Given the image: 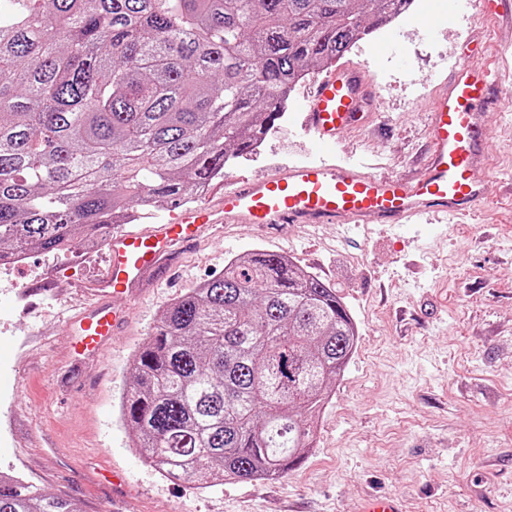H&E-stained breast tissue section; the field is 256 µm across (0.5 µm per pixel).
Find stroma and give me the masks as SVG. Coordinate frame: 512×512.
I'll return each mask as SVG.
<instances>
[{
  "label": "stroma",
  "instance_id": "obj_1",
  "mask_svg": "<svg viewBox=\"0 0 512 512\" xmlns=\"http://www.w3.org/2000/svg\"><path fill=\"white\" fill-rule=\"evenodd\" d=\"M496 0H426L431 33L389 23L345 62L368 65L381 97L367 128L323 151L298 132V106L323 67L295 86L283 126L261 153L230 167L263 175L298 160L411 175L426 149L428 112L458 54L505 71L512 22ZM489 205L471 219L265 232L234 224L182 250L176 287L128 302V321L100 354L69 358L64 321L75 288L101 277L88 259L29 251L0 267V472L17 474L80 512H351L369 494L401 496L406 512H512V101L484 111ZM292 256L335 288L357 324V348L316 423L305 460L262 481L200 488L163 477L132 446L120 401L131 364L164 307L254 250Z\"/></svg>",
  "mask_w": 512,
  "mask_h": 512
}]
</instances>
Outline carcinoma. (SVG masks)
Listing matches in <instances>:
<instances>
[{
  "label": "carcinoma",
  "instance_id": "1",
  "mask_svg": "<svg viewBox=\"0 0 512 512\" xmlns=\"http://www.w3.org/2000/svg\"><path fill=\"white\" fill-rule=\"evenodd\" d=\"M414 0H0V265L72 252L190 202L284 122L312 65ZM358 330L336 289L255 250L172 300L121 416L164 477L206 487L299 464ZM0 512H78L0 476Z\"/></svg>",
  "mask_w": 512,
  "mask_h": 512
}]
</instances>
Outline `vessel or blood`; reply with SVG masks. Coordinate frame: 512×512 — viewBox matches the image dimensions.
<instances>
[{"instance_id":"vessel-or-blood-1","label":"vessel or blood","mask_w":512,"mask_h":512,"mask_svg":"<svg viewBox=\"0 0 512 512\" xmlns=\"http://www.w3.org/2000/svg\"><path fill=\"white\" fill-rule=\"evenodd\" d=\"M496 93L510 95L512 87L497 83L477 59L456 60L448 85L433 99L429 149L414 177L303 160L262 177L235 176L226 181L217 202L171 207L149 228L113 225L106 272L87 287L93 301L69 323L75 359L99 352L122 326L124 315L112 307V294L134 298L168 278L178 249L199 243L216 225L333 224L344 230L371 217L380 224H440L454 215L472 214L488 202L478 172L487 160L483 110ZM378 97L363 68L348 64L330 69L305 100L301 131L316 147L330 149L356 124L361 108Z\"/></svg>"}]
</instances>
